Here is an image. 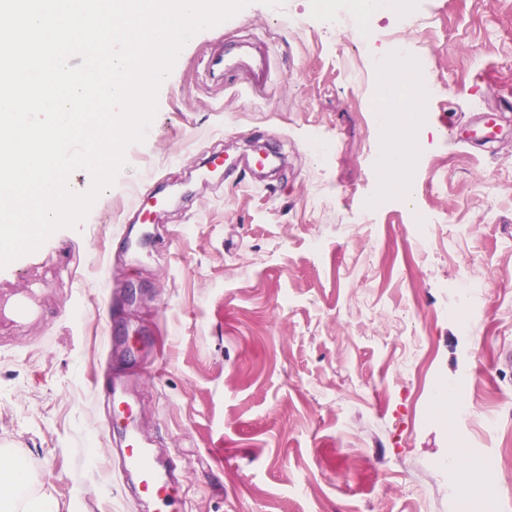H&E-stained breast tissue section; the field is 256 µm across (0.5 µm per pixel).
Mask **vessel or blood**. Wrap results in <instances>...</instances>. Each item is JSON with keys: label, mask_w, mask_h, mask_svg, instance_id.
Here are the masks:
<instances>
[{"label": "vessel or blood", "mask_w": 512, "mask_h": 512, "mask_svg": "<svg viewBox=\"0 0 512 512\" xmlns=\"http://www.w3.org/2000/svg\"><path fill=\"white\" fill-rule=\"evenodd\" d=\"M205 69L210 75L221 78L245 76L242 88L251 92L268 82L270 55L264 43L242 41L213 50L206 57ZM163 202V197L151 185H144L136 192V209L142 221H150L154 209ZM112 413L127 422L124 443L116 450L122 474L133 478L138 496L155 502L159 512H177L182 474L173 461L159 455L130 427L134 407L126 399L122 380L118 377L112 380Z\"/></svg>", "instance_id": "1"}]
</instances>
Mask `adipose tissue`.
<instances>
[{
    "instance_id": "adipose-tissue-1",
    "label": "adipose tissue",
    "mask_w": 512,
    "mask_h": 512,
    "mask_svg": "<svg viewBox=\"0 0 512 512\" xmlns=\"http://www.w3.org/2000/svg\"><path fill=\"white\" fill-rule=\"evenodd\" d=\"M380 68L377 112L388 130V139L378 153V180L386 191L406 196L410 193L417 153L413 141L404 138L399 129L409 121L423 122V88L415 73L416 63L408 52L386 57ZM29 482L28 472L15 456L0 449V512H57V504L50 496L25 494Z\"/></svg>"
}]
</instances>
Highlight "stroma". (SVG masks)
I'll use <instances>...</instances> for the list:
<instances>
[{
    "mask_svg": "<svg viewBox=\"0 0 512 512\" xmlns=\"http://www.w3.org/2000/svg\"><path fill=\"white\" fill-rule=\"evenodd\" d=\"M319 2L251 0L194 35L114 185L0 269V448L58 512H152L112 465L115 340L181 512H458L452 446L475 481L489 456L504 466L472 512H512V0H415L365 33L351 0H331L337 28ZM247 34L272 61L254 94L200 64ZM402 46L440 88L409 204L375 176L379 75L348 76ZM486 112L499 140H459ZM256 145L281 158L263 183L201 167ZM149 181L172 200L138 224ZM465 377L452 421L432 395Z\"/></svg>",
    "mask_w": 512,
    "mask_h": 512,
    "instance_id": "35a3bbf8",
    "label": "stroma"
}]
</instances>
